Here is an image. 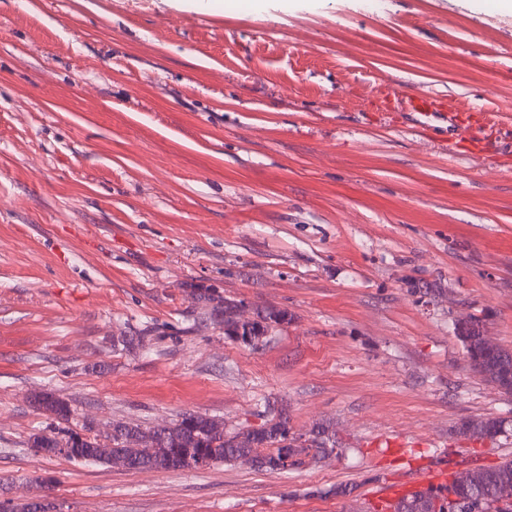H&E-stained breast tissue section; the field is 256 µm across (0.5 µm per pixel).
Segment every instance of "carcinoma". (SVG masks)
Masks as SVG:
<instances>
[{"instance_id": "obj_1", "label": "carcinoma", "mask_w": 512, "mask_h": 512, "mask_svg": "<svg viewBox=\"0 0 512 512\" xmlns=\"http://www.w3.org/2000/svg\"><path fill=\"white\" fill-rule=\"evenodd\" d=\"M242 301L226 298L221 311L224 314V336L237 341L240 335L239 306ZM249 323L252 348L257 350L267 342L269 333L288 322V312L265 308L253 313ZM483 320L471 316L455 324V335L465 354L476 355L486 366L484 380L499 384L512 395V350L502 345L486 347L480 340ZM39 410L60 420L68 419V405L53 394L40 391L34 394ZM117 435L112 438V452L105 456L92 441L78 438L74 431L35 433L33 447L48 457L93 464H110L117 458L129 470L155 469L182 471L198 469L215 463H233L248 460L251 468L271 473H286L306 463V458L326 457L338 452L336 430L321 425L296 448H282L280 443L291 432L288 412L281 409L276 418L259 428L227 431L224 423L207 415L183 413L168 426L141 428L119 423L113 425ZM503 423L497 418L478 422L464 421L459 433L465 437L481 439L502 432ZM440 501L439 512H512V505L500 507L504 500L512 501V459L495 466H480L471 472L465 484L450 480L444 486L428 485L405 492L387 505L390 512H425L426 501Z\"/></svg>"}]
</instances>
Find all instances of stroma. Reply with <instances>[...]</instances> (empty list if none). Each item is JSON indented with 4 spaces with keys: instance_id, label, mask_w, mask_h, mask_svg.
Wrapping results in <instances>:
<instances>
[{
    "instance_id": "obj_1",
    "label": "stroma",
    "mask_w": 512,
    "mask_h": 512,
    "mask_svg": "<svg viewBox=\"0 0 512 512\" xmlns=\"http://www.w3.org/2000/svg\"><path fill=\"white\" fill-rule=\"evenodd\" d=\"M497 116L453 159L393 95ZM213 288L291 321L225 339ZM512 349V13L487 0H0V500L50 484L58 512H374L391 486L512 458V395L453 332ZM47 391L68 420L37 410ZM342 455L128 471L35 453L196 412L257 428L271 407ZM355 484L348 497L313 488ZM492 151V143L486 137L457 140L448 143V153L452 156H470L488 154ZM466 420L462 423L459 433L465 437L481 439L494 437L502 432L503 423L499 418H485L479 422H470Z\"/></svg>"
}]
</instances>
